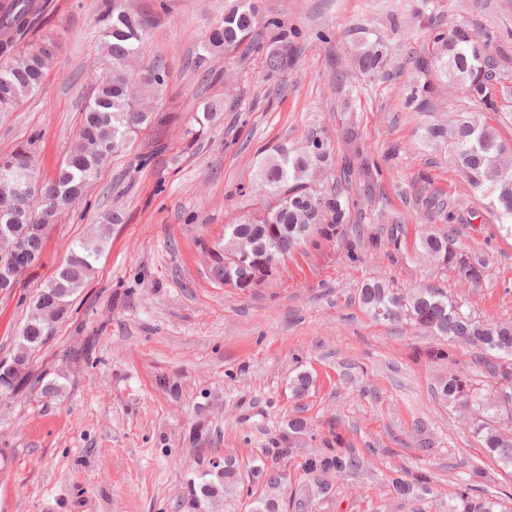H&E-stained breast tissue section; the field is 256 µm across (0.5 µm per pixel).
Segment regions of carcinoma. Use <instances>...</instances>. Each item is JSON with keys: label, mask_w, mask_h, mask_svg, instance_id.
<instances>
[{"label": "carcinoma", "mask_w": 512, "mask_h": 512, "mask_svg": "<svg viewBox=\"0 0 512 512\" xmlns=\"http://www.w3.org/2000/svg\"><path fill=\"white\" fill-rule=\"evenodd\" d=\"M44 10L33 0H0V112L12 111L42 85L49 64L43 58V47L23 52L18 46L40 23ZM96 25L102 37L104 72L83 111L77 142L55 176L41 181V198L17 203L27 219L15 223L16 237L34 252L43 250L45 234L35 236L30 231V220L38 221L36 227L42 230L55 223L61 212L82 198L109 157L122 152L132 135L166 120L152 106L153 91L166 83V68L160 63L139 67L146 45L147 19L128 9L124 0H98ZM261 29L269 70L276 73L288 67L296 29L277 18L260 21L254 0H228L224 17L212 27L202 52L193 61L201 70L202 81L211 85L223 82V72L203 68L206 59L253 45ZM488 61L489 56L473 44L469 31L455 26L433 34L432 54L421 59L418 67L425 74L433 70L447 85L460 88L478 111L497 112L499 102H512V76H487ZM354 63L367 72L380 71L384 65L382 47L358 49ZM431 92L432 86L426 82L414 86L408 102L421 110L430 102ZM192 111L199 126L195 135L200 136L214 107L194 106ZM425 137L435 147L448 148V163L489 199L491 212L503 221L501 228L512 235V146L498 130L476 116H466L428 124ZM339 138L345 151L344 178L356 179L360 192L371 195L380 169L363 157L361 136L351 119L342 122ZM332 152L326 138L321 146L305 143L292 153L265 158L256 174L257 187L275 202L224 225V246L248 241L253 254L243 263L227 253L217 254L213 271L218 279L230 281L240 291L259 288L273 279L259 265L267 250L274 249L286 258L316 237L346 241L345 259L351 263L364 259L360 237L347 239L349 202L338 191L314 189L313 175L328 165ZM122 221V214L113 212L90 236L74 243L52 279L33 296L35 301L47 298L49 302L37 312L29 311L18 337L17 352L30 354L46 342L48 324L57 318L58 311L70 309L71 298L94 276L96 263L109 242L110 226ZM420 248L443 267L455 269L473 287L482 286L486 265L458 250L454 229L423 234ZM356 294L359 304L375 318L389 323L408 319L435 336L476 348L489 357L485 368L496 384L512 380L511 321L480 320L464 309L463 301L439 288L406 291L389 281L373 279L363 282ZM426 355L434 362H448V375L441 377L436 386L438 396L468 414L470 429L489 458L503 471L512 470V383L505 387L502 400L493 401L484 397L481 385L454 369L449 352L433 349ZM366 468L364 457L354 449L341 446L339 439L334 443L326 439L324 447L302 464L306 483L299 494L306 499L325 497L331 490L323 483L324 475L353 476ZM240 485L241 471L235 465L224 468L221 475L205 470L194 485L196 503L188 508L191 512H222L226 496ZM389 487L396 497L407 501H424L434 494L431 479L422 474L393 477ZM280 502L275 495L263 494L251 502L250 512H280ZM497 506L493 496L475 494L471 484H458L448 490V512H499Z\"/></svg>", "instance_id": "carcinoma-1"}]
</instances>
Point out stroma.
I'll list each match as a JSON object with an SVG mask.
<instances>
[{
	"instance_id": "stroma-1",
	"label": "stroma",
	"mask_w": 512,
	"mask_h": 512,
	"mask_svg": "<svg viewBox=\"0 0 512 512\" xmlns=\"http://www.w3.org/2000/svg\"><path fill=\"white\" fill-rule=\"evenodd\" d=\"M95 3L52 0L29 45L55 40L54 61L38 92L0 112V155L30 142L44 177L75 144L101 68ZM128 4L149 22L145 63L169 73L155 99L168 120L112 157L84 201L49 226L41 261L12 294L0 295V359H7L27 297L107 213L124 211L94 279L31 359L32 374L57 380L61 396L43 397L28 381L0 399V512H187L188 479L224 455L286 474L293 491L305 480V458L333 429L368 468L335 481L330 498L306 506L288 498L286 512H445L449 486L467 482L476 467L485 472L479 490L501 493L512 512V477L435 391L441 368L421 354L440 338L375 320L355 297L362 281L382 278L440 288L477 317L512 320V237L451 168L447 151L424 139L430 118L474 106L454 88L433 95V114L407 104L425 80L417 64L436 29L468 26L512 72V0H259L261 15L298 29L292 66L269 74L258 47L242 64L217 55L208 65L225 79L211 86L190 61L223 16L224 0ZM375 42L385 50L383 69L355 71L357 46ZM209 100L221 107L208 132L191 139L190 108ZM349 113L381 170L375 193L363 197L345 182L338 154L316 185L354 199L350 228L378 238L380 248L352 264L343 244L324 241L290 255L266 287H225L211 251L226 224L263 207L255 184L261 159L315 132L335 137ZM434 189L454 201V220L422 207ZM450 228L461 250L485 260L481 287L422 254V234ZM301 371L313 385L298 398L292 380ZM295 417L307 420L308 434L292 456H275ZM423 436L431 442L425 452ZM399 468L431 475L437 497L399 503L386 485Z\"/></svg>"
}]
</instances>
